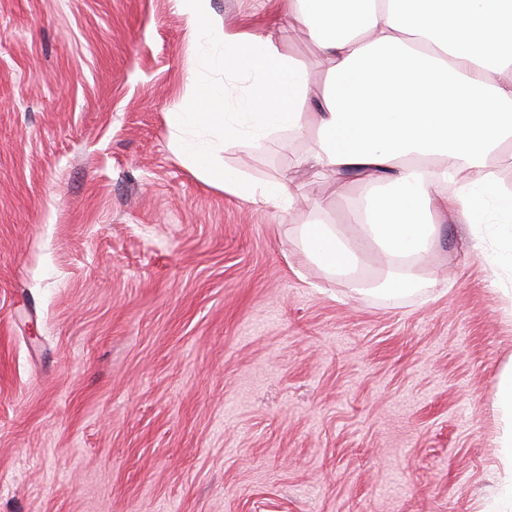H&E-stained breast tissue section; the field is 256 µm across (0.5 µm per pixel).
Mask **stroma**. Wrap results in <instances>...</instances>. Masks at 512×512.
Masks as SVG:
<instances>
[{"label": "stroma", "instance_id": "1", "mask_svg": "<svg viewBox=\"0 0 512 512\" xmlns=\"http://www.w3.org/2000/svg\"><path fill=\"white\" fill-rule=\"evenodd\" d=\"M272 38L323 84L291 20ZM212 88L234 106L175 0H0V512H481L512 318L469 227L440 226L435 287L357 291L302 251L362 193L298 165L316 125L216 150L292 177L287 209L173 153Z\"/></svg>", "mask_w": 512, "mask_h": 512}]
</instances>
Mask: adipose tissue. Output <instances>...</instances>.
<instances>
[{
  "instance_id": "ef3b65f1",
  "label": "adipose tissue",
  "mask_w": 512,
  "mask_h": 512,
  "mask_svg": "<svg viewBox=\"0 0 512 512\" xmlns=\"http://www.w3.org/2000/svg\"><path fill=\"white\" fill-rule=\"evenodd\" d=\"M177 5L193 40L222 44L225 76L244 83L232 110L216 111L209 90L170 116L173 152L206 182L256 203L292 205V178L253 184L213 160L209 138L185 132L252 146L315 122L318 138L300 163L340 188L350 176L360 182L363 204L350 222L380 248L387 294L432 286L421 271L439 226L451 222L470 226L469 249L499 272L512 304V198L490 171L512 144V0H289V18L325 64L319 88L270 36L212 27L210 0ZM465 168L483 169V180L458 183ZM302 240L328 271L361 264L342 225L313 221ZM494 405L501 484L490 512H512V361L498 375Z\"/></svg>"
}]
</instances>
